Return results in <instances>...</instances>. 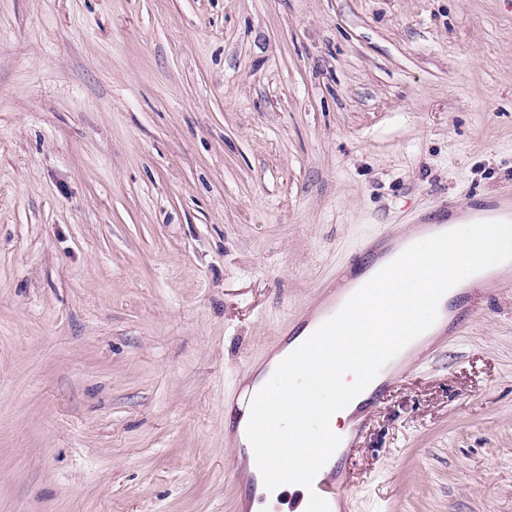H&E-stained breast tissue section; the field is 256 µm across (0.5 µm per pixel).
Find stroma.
Segmentation results:
<instances>
[{
    "label": "stroma",
    "mask_w": 512,
    "mask_h": 512,
    "mask_svg": "<svg viewBox=\"0 0 512 512\" xmlns=\"http://www.w3.org/2000/svg\"><path fill=\"white\" fill-rule=\"evenodd\" d=\"M512 196V0H0V512H237L233 396L363 244ZM368 410L348 512H512V292Z\"/></svg>",
    "instance_id": "stroma-1"
}]
</instances>
